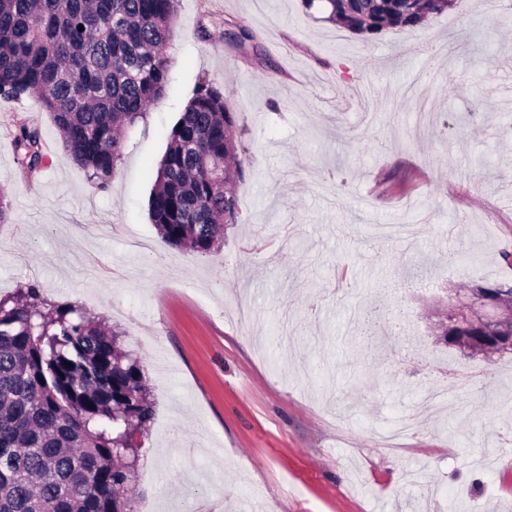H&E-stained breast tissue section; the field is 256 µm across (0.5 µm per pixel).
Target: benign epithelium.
Segmentation results:
<instances>
[{"label": "benign epithelium", "instance_id": "7a95c632", "mask_svg": "<svg viewBox=\"0 0 512 512\" xmlns=\"http://www.w3.org/2000/svg\"><path fill=\"white\" fill-rule=\"evenodd\" d=\"M438 317L437 343L469 357L512 354V286L453 288Z\"/></svg>", "mask_w": 512, "mask_h": 512}]
</instances>
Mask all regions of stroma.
<instances>
[{
  "instance_id": "stroma-1",
  "label": "stroma",
  "mask_w": 512,
  "mask_h": 512,
  "mask_svg": "<svg viewBox=\"0 0 512 512\" xmlns=\"http://www.w3.org/2000/svg\"><path fill=\"white\" fill-rule=\"evenodd\" d=\"M175 11L164 95L107 187L37 98H0V295L33 282L124 332L156 402L137 512H512V355L464 356L426 320L443 289L512 281V15L456 0L368 43L302 0ZM241 25L256 45L231 39ZM203 79L236 114L244 169L237 221L206 256L168 247L148 218ZM22 124L45 136L31 176L13 151ZM418 264L438 278L409 275ZM366 309L387 350L354 347ZM448 362L476 375L438 416L425 392ZM409 416L402 449L386 448Z\"/></svg>"
}]
</instances>
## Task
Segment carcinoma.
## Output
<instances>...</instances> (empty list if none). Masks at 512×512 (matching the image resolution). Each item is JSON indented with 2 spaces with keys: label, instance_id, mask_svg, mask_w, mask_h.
<instances>
[{
  "label": "carcinoma",
  "instance_id": "cac0c4a2",
  "mask_svg": "<svg viewBox=\"0 0 512 512\" xmlns=\"http://www.w3.org/2000/svg\"><path fill=\"white\" fill-rule=\"evenodd\" d=\"M361 35L416 27L447 0H327ZM173 0H0V97L37 95L72 162L104 188L123 134L168 81ZM224 91L199 82L169 134L149 198L162 241L193 254L237 219L242 160ZM21 169L43 165L40 128L13 139ZM80 306L27 284L0 297V512H123L155 402L141 361Z\"/></svg>",
  "mask_w": 512,
  "mask_h": 512
}]
</instances>
